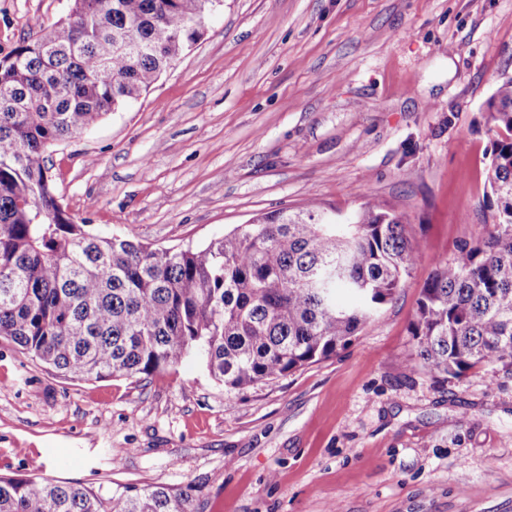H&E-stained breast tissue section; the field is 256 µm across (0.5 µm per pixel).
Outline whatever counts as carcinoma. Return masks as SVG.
Listing matches in <instances>:
<instances>
[{"instance_id":"cac0c4a2","label":"carcinoma","mask_w":512,"mask_h":512,"mask_svg":"<svg viewBox=\"0 0 512 512\" xmlns=\"http://www.w3.org/2000/svg\"><path fill=\"white\" fill-rule=\"evenodd\" d=\"M217 0H73L68 21L0 60V338L78 380L151 376L197 355L228 392L326 360L378 317L419 255L373 197L347 215L265 213L203 247L88 233L42 154L132 102L201 36ZM493 230L435 263L404 362L436 380L512 373V78L488 103ZM194 487L0 476V512H198Z\"/></svg>"}]
</instances>
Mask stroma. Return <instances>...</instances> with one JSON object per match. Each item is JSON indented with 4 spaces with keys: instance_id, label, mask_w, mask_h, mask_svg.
<instances>
[{
    "instance_id": "35a3bbf8",
    "label": "stroma",
    "mask_w": 512,
    "mask_h": 512,
    "mask_svg": "<svg viewBox=\"0 0 512 512\" xmlns=\"http://www.w3.org/2000/svg\"><path fill=\"white\" fill-rule=\"evenodd\" d=\"M73 0H0V58ZM512 76V0H223L140 98L44 152L90 233L199 247L253 217L365 196L420 256L336 356L227 392L195 356L71 380L0 339V475L195 484L200 512H512V374L406 366L417 299L496 210L487 102Z\"/></svg>"
}]
</instances>
